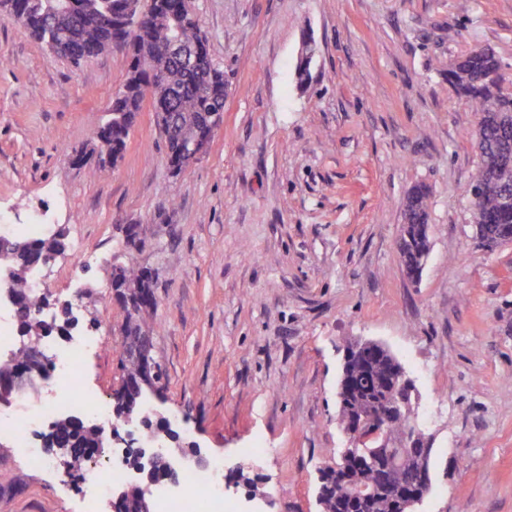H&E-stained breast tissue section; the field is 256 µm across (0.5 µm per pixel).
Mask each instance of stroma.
Listing matches in <instances>:
<instances>
[{
  "label": "stroma",
  "instance_id": "35a3bbf8",
  "mask_svg": "<svg viewBox=\"0 0 512 512\" xmlns=\"http://www.w3.org/2000/svg\"><path fill=\"white\" fill-rule=\"evenodd\" d=\"M223 69L224 124L172 176L151 110L123 158L99 167L91 132L126 78L114 45L74 66L0 20V218L62 211L50 302L81 293L78 330L99 352L82 384L108 400L123 380L125 311L114 262L150 270L159 410L178 447L225 463L238 512H319L320 468L347 441L337 421L343 347L386 345L434 438L418 512H512V244L482 249L469 219L478 116L439 66L495 50L512 85V0H195ZM315 56L306 86L295 66ZM87 155L83 165L75 155ZM430 190L419 280L397 249L405 198ZM262 446L255 461L245 449ZM81 478L39 472L0 439V512H78ZM264 492L251 496L248 480Z\"/></svg>",
  "mask_w": 512,
  "mask_h": 512
}]
</instances>
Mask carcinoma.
<instances>
[{"instance_id":"1","label":"carcinoma","mask_w":512,"mask_h":512,"mask_svg":"<svg viewBox=\"0 0 512 512\" xmlns=\"http://www.w3.org/2000/svg\"><path fill=\"white\" fill-rule=\"evenodd\" d=\"M80 7L74 16L63 15L46 26L41 22L46 0H0V17L17 21L28 18V33L48 45L59 35L74 46L62 56L80 65L97 56L95 48L114 42L129 46L130 63L122 89L112 101L109 117L92 131V139L112 140V163L124 155L130 130L146 95H151L155 113L178 114L175 137L182 140L206 139L211 130L198 122V116L212 110L224 109V71L214 67L210 91L199 95L191 87L186 75L167 62L165 48L172 30V16L183 0H150L147 9L135 21L136 31L121 26L127 0H78ZM181 39L195 46L204 58H210L208 40L199 25L188 21L181 26ZM499 58L489 48L470 50L446 63L441 72L454 92L467 99L479 119L473 136L480 160V169L469 193L471 196L470 222L483 245L494 251L512 243V93L501 88L502 76ZM166 162L172 174L178 176L191 166L188 157L167 144ZM430 193L419 185L408 193L404 204L403 232L398 242L400 258L406 275L421 274L429 248ZM59 244L50 236L40 239L17 238L0 234V262L7 261L14 268L10 288L16 300V322L22 336H40L45 326L34 310L46 304V299L28 291L30 270ZM121 287L129 296L133 308H125L122 330L150 332L144 314L155 305L150 273L133 264L125 265ZM27 355L18 348L0 356V383L26 365ZM124 381L128 396L141 403L137 389L142 379L156 381L158 368L137 358L122 357ZM342 375L349 382L350 393L346 405L339 409L344 415L358 414L373 400L379 404L370 416L390 425L395 431L406 428L408 416L388 409L386 389L391 380V358L382 353L363 351L354 353L342 364ZM46 447L95 448L98 433L89 424L73 415L60 416L45 435ZM372 449L362 450V461L353 478L375 491L366 502H352L350 481L325 474L320 497V512H398L397 493L419 480V470L429 469V458L410 449L394 452L395 462L387 465L386 458H371Z\"/></svg>"}]
</instances>
